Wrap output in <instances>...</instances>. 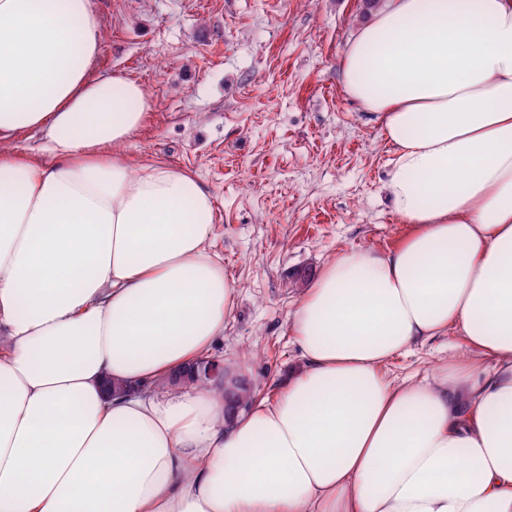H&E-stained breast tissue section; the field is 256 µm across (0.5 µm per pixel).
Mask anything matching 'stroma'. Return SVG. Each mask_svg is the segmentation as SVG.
<instances>
[{"label":"stroma","instance_id":"stroma-1","mask_svg":"<svg viewBox=\"0 0 512 512\" xmlns=\"http://www.w3.org/2000/svg\"><path fill=\"white\" fill-rule=\"evenodd\" d=\"M102 23L91 71L138 82L151 106L117 152L161 161L213 197L212 250L237 288L215 352L274 398L302 362L289 318L324 264L398 248L406 227L385 184L394 150L340 82L365 0H90ZM463 344L456 330L387 365L426 374Z\"/></svg>","mask_w":512,"mask_h":512}]
</instances>
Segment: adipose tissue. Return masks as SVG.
I'll return each instance as SVG.
<instances>
[{
  "instance_id": "obj_1",
  "label": "adipose tissue",
  "mask_w": 512,
  "mask_h": 512,
  "mask_svg": "<svg viewBox=\"0 0 512 512\" xmlns=\"http://www.w3.org/2000/svg\"><path fill=\"white\" fill-rule=\"evenodd\" d=\"M100 45L90 0H0V512H512V0H385L352 33L410 232L322 268L302 368L235 414L158 387L212 359L235 287L210 194L116 155L149 103L91 76ZM452 327L463 354L383 375Z\"/></svg>"
}]
</instances>
